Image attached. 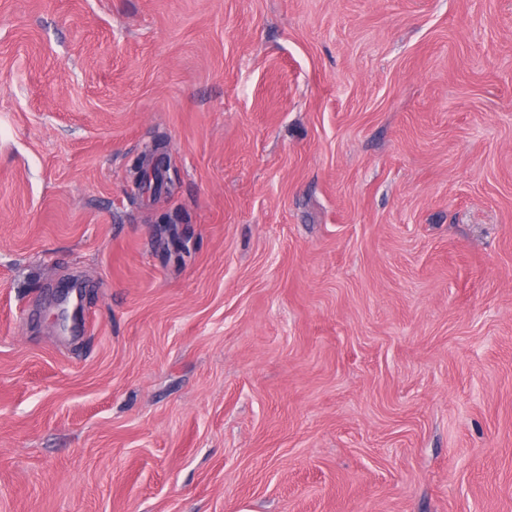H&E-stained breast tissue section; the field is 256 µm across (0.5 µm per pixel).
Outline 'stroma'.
<instances>
[{
    "mask_svg": "<svg viewBox=\"0 0 512 512\" xmlns=\"http://www.w3.org/2000/svg\"><path fill=\"white\" fill-rule=\"evenodd\" d=\"M0 512H512V0H0Z\"/></svg>",
    "mask_w": 512,
    "mask_h": 512,
    "instance_id": "35a3bbf8",
    "label": "stroma"
}]
</instances>
